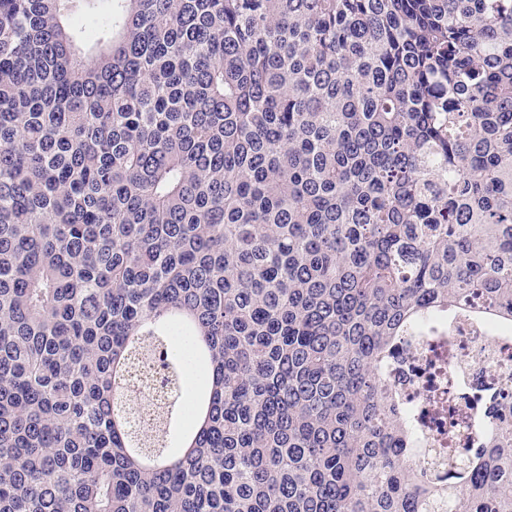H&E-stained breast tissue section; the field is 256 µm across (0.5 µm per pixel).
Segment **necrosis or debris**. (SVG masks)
<instances>
[{"label":"necrosis or debris","instance_id":"4bbe7bcc","mask_svg":"<svg viewBox=\"0 0 512 512\" xmlns=\"http://www.w3.org/2000/svg\"><path fill=\"white\" fill-rule=\"evenodd\" d=\"M386 381L414 409L415 455L426 457L427 473L447 476L449 460L464 454L477 429L478 405L467 390L512 403V335L494 331L486 316H448L399 340Z\"/></svg>","mask_w":512,"mask_h":512}]
</instances>
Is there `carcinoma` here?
<instances>
[{"mask_svg": "<svg viewBox=\"0 0 512 512\" xmlns=\"http://www.w3.org/2000/svg\"><path fill=\"white\" fill-rule=\"evenodd\" d=\"M476 297L512 0H0V512H512V408L444 483L385 382ZM157 364L154 357L146 358L141 363L140 377L136 381L135 394L140 397L141 405L138 407L137 413L144 425L149 422L153 404L160 401L161 393H157L153 388L141 384L146 379L156 378ZM140 383V384H138Z\"/></svg>", "mask_w": 512, "mask_h": 512, "instance_id": "obj_1", "label": "carcinoma"}]
</instances>
